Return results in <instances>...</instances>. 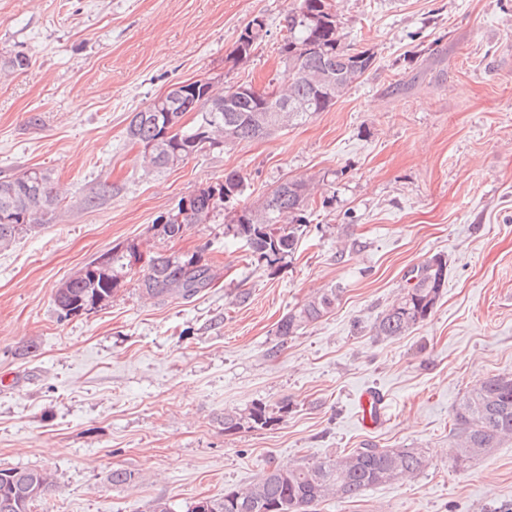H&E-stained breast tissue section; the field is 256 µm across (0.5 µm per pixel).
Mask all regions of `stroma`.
Returning <instances> with one entry per match:
<instances>
[{
    "mask_svg": "<svg viewBox=\"0 0 512 512\" xmlns=\"http://www.w3.org/2000/svg\"><path fill=\"white\" fill-rule=\"evenodd\" d=\"M294 5L0 0V48L31 57L0 72V176L47 170L59 201L0 250V468L55 471L48 512L220 498L268 465L371 446L416 448L429 464L316 512H512V440L459 466L452 433L466 391L512 374V0H339L344 45L375 64L328 110L161 172L143 170L127 137L132 113L174 84L287 80L276 47ZM258 15L267 37L232 66ZM233 173L247 205L289 179L324 182L275 274L225 236L223 215L175 239L153 230ZM119 244L146 259L202 252L217 277L161 304L129 279L109 306L61 318L59 284ZM436 255L448 279L431 315L375 336L406 272ZM324 288L338 289L335 309L279 342L280 318ZM367 390L386 397L374 430L359 418ZM284 399L278 424L225 434V412ZM116 468L133 480L111 484Z\"/></svg>",
    "mask_w": 512,
    "mask_h": 512,
    "instance_id": "obj_1",
    "label": "stroma"
}]
</instances>
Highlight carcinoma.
I'll use <instances>...</instances> for the list:
<instances>
[{
  "label": "carcinoma",
  "mask_w": 512,
  "mask_h": 512,
  "mask_svg": "<svg viewBox=\"0 0 512 512\" xmlns=\"http://www.w3.org/2000/svg\"><path fill=\"white\" fill-rule=\"evenodd\" d=\"M278 47L288 67V83H268L257 90L250 84L227 86L217 93L228 97L224 111H211L210 97L187 91L167 104L154 99L133 113L127 134L142 146L144 167L168 169L198 154L205 146L259 138L278 126L304 123L333 106L375 61L368 50L354 52L342 42L337 0H298L282 24ZM261 25L243 28L231 55L233 65L249 62L251 54L267 36ZM288 111H282V104ZM189 112L195 119L186 124ZM51 175L35 168L0 178V249L48 218L58 207L50 186ZM313 183L291 179L278 185L262 202L244 206L225 224V234L243 243L250 260L273 274L295 252L298 232L313 210ZM212 187L191 195L182 221L155 224L163 239L180 237L192 224H203L220 208L212 202ZM133 246L116 245L110 250L109 268L97 267L82 278L69 279L66 288L55 291L59 315L79 309L96 310L108 305L121 283L131 273L128 256ZM216 275L199 253L180 256L159 254L139 271L137 286L142 295L164 302L189 299L210 286ZM415 283L402 292L378 316L376 336L393 338L410 333L432 313L445 288L447 261L441 256L412 268L407 280ZM338 294L327 288L288 311L279 321L276 336L281 341L295 335L333 311ZM290 404L276 407L258 401L241 410L224 412V433L271 427L288 415ZM453 433L459 439L457 461L479 457L496 444L512 438V374H498L470 389L454 410ZM427 466L417 448H357L336 461H323L295 469L273 467L256 482L242 489H228L224 497L208 499L209 512H313L329 498L354 499L366 490L393 480L412 478ZM54 476L46 470L0 469V512H37L47 502Z\"/></svg>",
  "instance_id": "carcinoma-1"
}]
</instances>
